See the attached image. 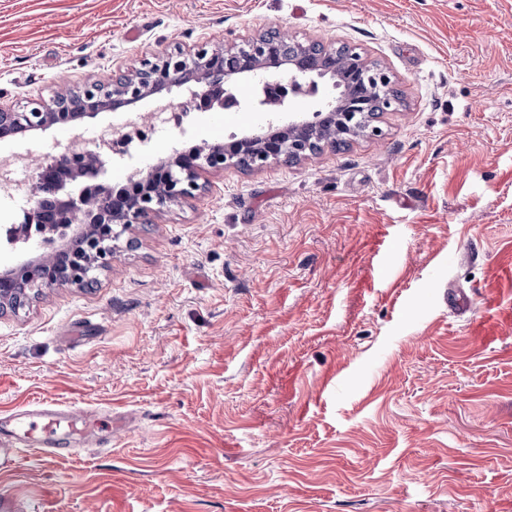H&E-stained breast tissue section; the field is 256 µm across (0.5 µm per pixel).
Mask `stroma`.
<instances>
[{"mask_svg": "<svg viewBox=\"0 0 512 512\" xmlns=\"http://www.w3.org/2000/svg\"><path fill=\"white\" fill-rule=\"evenodd\" d=\"M272 29L361 48L401 94L300 161L201 171L93 287L0 311V419L41 400L100 445L0 468L28 512H512V329L470 331L512 253V0H0V109ZM267 113L189 112L113 187ZM51 127L0 140L51 161ZM467 297L451 308L448 296Z\"/></svg>", "mask_w": 512, "mask_h": 512, "instance_id": "obj_1", "label": "stroma"}]
</instances>
